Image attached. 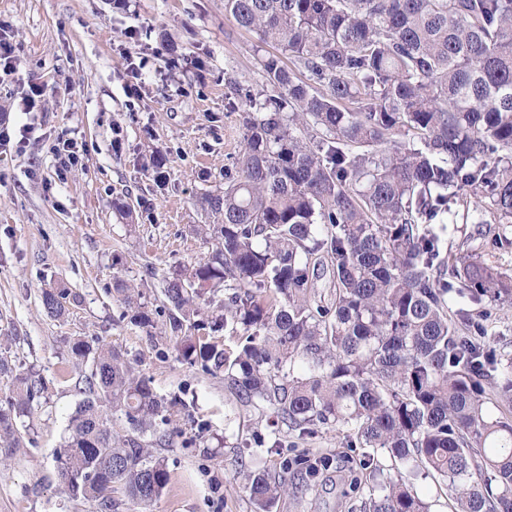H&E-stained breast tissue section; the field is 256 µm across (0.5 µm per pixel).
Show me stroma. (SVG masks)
Segmentation results:
<instances>
[{
  "instance_id": "1",
  "label": "stroma",
  "mask_w": 512,
  "mask_h": 512,
  "mask_svg": "<svg viewBox=\"0 0 512 512\" xmlns=\"http://www.w3.org/2000/svg\"><path fill=\"white\" fill-rule=\"evenodd\" d=\"M0 21L16 46L11 74L0 72V120L35 126L24 147L0 149V356L45 387L21 447H0V512H97L69 497L55 467L78 400L68 355L77 336L102 338L158 394L185 402L160 450L166 489L146 504L123 499L119 512H254L237 473L252 454L245 440L265 423L241 410L223 374L182 360L159 312L164 279L209 251L192 228L207 223L199 199L223 187L243 138L242 115L227 102L236 85L259 80L253 35L225 16L224 0H0ZM163 31L175 51L161 44ZM137 54L148 65L131 99L127 68ZM33 85L43 94L22 112ZM65 139L80 156L66 170L54 151ZM499 232L494 223L448 224L443 246L512 273V241ZM120 279L141 286L156 312L152 330L124 318ZM55 281L79 296L61 319L41 306ZM461 307L484 324L487 346L512 354V303ZM284 453L335 462L298 481L272 512H357L360 451L323 429Z\"/></svg>"
}]
</instances>
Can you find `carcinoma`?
Listing matches in <instances>:
<instances>
[{
    "instance_id": "carcinoma-1",
    "label": "carcinoma",
    "mask_w": 512,
    "mask_h": 512,
    "mask_svg": "<svg viewBox=\"0 0 512 512\" xmlns=\"http://www.w3.org/2000/svg\"><path fill=\"white\" fill-rule=\"evenodd\" d=\"M225 16L257 37L262 87L235 88L243 141L224 188L201 206L195 234L208 257L164 280L182 359L224 372V386L272 430L252 435L272 456L283 438L336 432L371 485L360 512H431L419 477L440 478L455 512H512V357L482 345L483 325L448 295L512 301V276L443 250L437 224L490 214L512 228V0H224ZM333 288L315 300L311 267ZM224 287V300L215 292ZM130 321L153 326L143 293L117 289ZM42 291L60 319L77 302ZM216 304L211 330L202 305ZM81 399L56 456L60 482L99 512L114 493L149 502L166 488L157 423L166 400L118 349L76 338ZM11 376L0 445L18 448L17 421L40 387ZM124 419L121 430L114 418ZM256 512L288 494L268 467L242 470Z\"/></svg>"
}]
</instances>
